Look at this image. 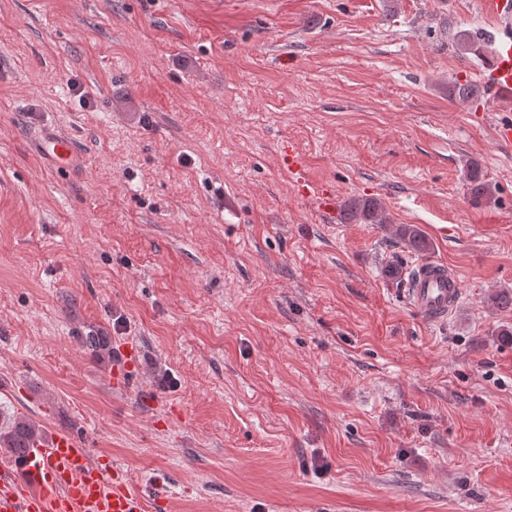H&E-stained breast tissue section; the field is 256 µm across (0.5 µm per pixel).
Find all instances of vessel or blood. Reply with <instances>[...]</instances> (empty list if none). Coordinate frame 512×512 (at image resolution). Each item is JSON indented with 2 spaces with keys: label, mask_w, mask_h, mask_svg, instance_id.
I'll use <instances>...</instances> for the list:
<instances>
[{
  "label": "vessel or blood",
  "mask_w": 512,
  "mask_h": 512,
  "mask_svg": "<svg viewBox=\"0 0 512 512\" xmlns=\"http://www.w3.org/2000/svg\"><path fill=\"white\" fill-rule=\"evenodd\" d=\"M488 81L501 98H512V37H505L489 66ZM40 155L57 169L73 167L77 149L68 135L47 129L39 141ZM303 197L324 214L333 213L336 196L304 174V160L288 155ZM460 294V283L440 261L420 263L407 295L415 311L429 320L447 316ZM149 496L113 467L92 457L87 442L60 434L28 450L20 470L0 468V512H148Z\"/></svg>",
  "instance_id": "b4317fda"
}]
</instances>
